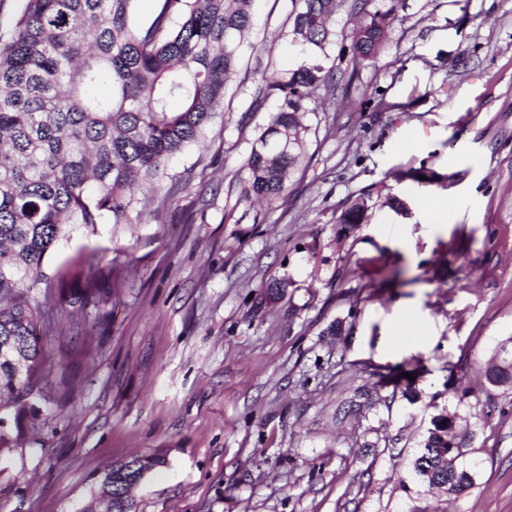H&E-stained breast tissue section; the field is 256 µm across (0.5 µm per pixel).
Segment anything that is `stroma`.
I'll list each match as a JSON object with an SVG mask.
<instances>
[{"instance_id":"1","label":"stroma","mask_w":512,"mask_h":512,"mask_svg":"<svg viewBox=\"0 0 512 512\" xmlns=\"http://www.w3.org/2000/svg\"><path fill=\"white\" fill-rule=\"evenodd\" d=\"M255 9L214 123L157 184L168 208L47 254L64 288L92 277L112 298L81 326L67 305L43 313L42 414L0 460V512H78L134 454L165 459L134 491L139 512H512V385L484 373L512 336V0H400L269 209L227 189L276 107L250 111L255 81L302 54L291 0ZM363 193L366 223L340 228ZM431 193L448 199L438 223ZM274 279L288 286L271 301ZM462 389L478 466L450 501L412 462Z\"/></svg>"}]
</instances>
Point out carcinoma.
<instances>
[{
    "instance_id": "1",
    "label": "carcinoma",
    "mask_w": 512,
    "mask_h": 512,
    "mask_svg": "<svg viewBox=\"0 0 512 512\" xmlns=\"http://www.w3.org/2000/svg\"><path fill=\"white\" fill-rule=\"evenodd\" d=\"M135 0H26L10 38L0 41V402L15 428L38 419L30 401L40 390L44 356L36 325L41 311L69 300L71 317L107 293L87 282L74 299L44 272L47 252L74 226L140 224L157 199L168 160L198 143L224 98L239 49L255 25V0H158L146 28L131 25ZM400 0L386 9L349 0L355 17L349 64L376 58ZM291 41L303 58L288 71L265 70L253 106L277 102L228 192L238 202L275 204L300 169L317 132L320 91H335L345 71L327 65L336 42V0H293ZM180 22L173 24V17ZM109 83L111 94L98 87ZM367 207L351 202L336 218L363 224ZM477 415L446 413L428 432L415 462L447 456L459 497L474 487L467 461ZM165 464L158 455L116 462L101 476L95 500L107 512H137L125 486Z\"/></svg>"
}]
</instances>
